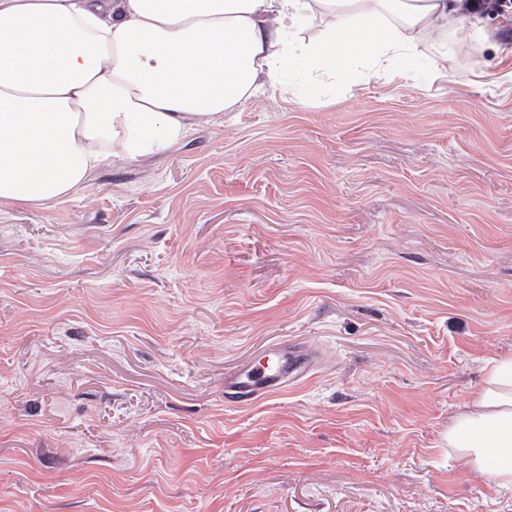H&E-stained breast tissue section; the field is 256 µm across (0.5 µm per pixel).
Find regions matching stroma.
<instances>
[{
    "label": "stroma",
    "mask_w": 512,
    "mask_h": 512,
    "mask_svg": "<svg viewBox=\"0 0 512 512\" xmlns=\"http://www.w3.org/2000/svg\"><path fill=\"white\" fill-rule=\"evenodd\" d=\"M447 76L266 83L0 207V512H512L448 426L512 353V9ZM285 344L310 381L224 402Z\"/></svg>",
    "instance_id": "obj_1"
}]
</instances>
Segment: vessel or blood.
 Returning a JSON list of instances; mask_svg holds the SVG:
<instances>
[{
    "mask_svg": "<svg viewBox=\"0 0 512 512\" xmlns=\"http://www.w3.org/2000/svg\"><path fill=\"white\" fill-rule=\"evenodd\" d=\"M313 354L305 348L272 350L269 364L246 365L224 378V397L228 403L249 405L282 390L285 379L310 377Z\"/></svg>",
    "mask_w": 512,
    "mask_h": 512,
    "instance_id": "obj_1",
    "label": "vessel or blood"
}]
</instances>
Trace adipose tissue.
<instances>
[{
    "label": "adipose tissue",
    "mask_w": 512,
    "mask_h": 512,
    "mask_svg": "<svg viewBox=\"0 0 512 512\" xmlns=\"http://www.w3.org/2000/svg\"><path fill=\"white\" fill-rule=\"evenodd\" d=\"M452 0H0V206L43 207L115 159L164 151L265 82L402 61L446 33ZM321 18L317 39L301 34ZM448 427V446L512 487V355Z\"/></svg>",
    "instance_id": "obj_1"
}]
</instances>
